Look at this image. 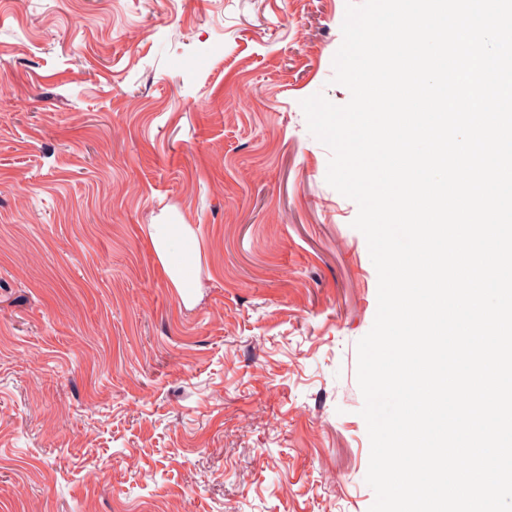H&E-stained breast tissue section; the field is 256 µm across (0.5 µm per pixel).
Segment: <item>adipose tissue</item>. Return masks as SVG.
<instances>
[{
	"label": "adipose tissue",
	"instance_id": "adipose-tissue-1",
	"mask_svg": "<svg viewBox=\"0 0 512 512\" xmlns=\"http://www.w3.org/2000/svg\"><path fill=\"white\" fill-rule=\"evenodd\" d=\"M150 238L163 271L180 296L190 298L195 288L190 269L198 258V251L189 225L156 224Z\"/></svg>",
	"mask_w": 512,
	"mask_h": 512
}]
</instances>
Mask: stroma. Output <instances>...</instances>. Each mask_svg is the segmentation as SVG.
<instances>
[{"label": "stroma", "mask_w": 512, "mask_h": 512, "mask_svg": "<svg viewBox=\"0 0 512 512\" xmlns=\"http://www.w3.org/2000/svg\"><path fill=\"white\" fill-rule=\"evenodd\" d=\"M345 10L0 0V512H369L378 277L301 107ZM151 242L160 259L163 271L183 299H189L195 282L190 268L198 258L195 238L186 224L151 225Z\"/></svg>", "instance_id": "35a3bbf8"}]
</instances>
